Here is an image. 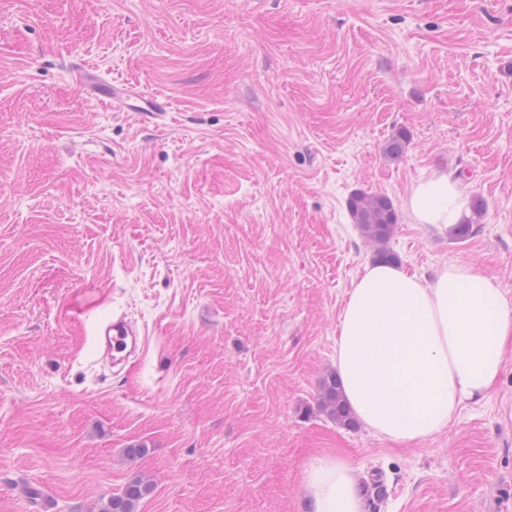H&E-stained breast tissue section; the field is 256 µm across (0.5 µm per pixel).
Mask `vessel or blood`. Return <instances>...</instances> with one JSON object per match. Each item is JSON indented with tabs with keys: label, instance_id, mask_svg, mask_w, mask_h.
Wrapping results in <instances>:
<instances>
[{
	"label": "vessel or blood",
	"instance_id": "vessel-or-blood-1",
	"mask_svg": "<svg viewBox=\"0 0 512 512\" xmlns=\"http://www.w3.org/2000/svg\"><path fill=\"white\" fill-rule=\"evenodd\" d=\"M74 72L85 89L114 108L146 112L155 117L164 116L167 112L165 101L129 83L106 81L95 69L82 64L75 65ZM97 336L103 356L111 358L117 364L135 356L141 345L138 331L121 318L106 323L98 322Z\"/></svg>",
	"mask_w": 512,
	"mask_h": 512
}]
</instances>
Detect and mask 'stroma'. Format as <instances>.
<instances>
[{"label": "stroma", "mask_w": 512, "mask_h": 512, "mask_svg": "<svg viewBox=\"0 0 512 512\" xmlns=\"http://www.w3.org/2000/svg\"><path fill=\"white\" fill-rule=\"evenodd\" d=\"M439 175L467 238L406 208ZM356 192L392 200L408 272L467 263L512 300V0H0V512H98L139 478L137 512H303L327 455L381 477L365 512H512V347L419 443L318 408L374 259ZM111 314L149 338L133 364L97 360ZM74 72L80 84L94 96L122 111L148 112L162 117L167 113L166 102L157 96L149 95L137 87L119 80L106 81L89 66L76 64Z\"/></svg>", "instance_id": "stroma-1"}]
</instances>
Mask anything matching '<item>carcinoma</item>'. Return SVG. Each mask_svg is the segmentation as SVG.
<instances>
[{"label":"carcinoma","mask_w":512,"mask_h":512,"mask_svg":"<svg viewBox=\"0 0 512 512\" xmlns=\"http://www.w3.org/2000/svg\"><path fill=\"white\" fill-rule=\"evenodd\" d=\"M348 207L361 236L377 246L375 258L393 261L395 257L384 248L397 223V215L390 198L385 195H368L358 192L348 200ZM319 406L338 426L345 429L355 427L351 410L347 406L336 375H328L322 383ZM150 492V485L142 480L129 483L121 493L110 497L100 512H135L139 501Z\"/></svg>","instance_id":"obj_1"}]
</instances>
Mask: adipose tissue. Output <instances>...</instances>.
Returning a JSON list of instances; mask_svg holds the SVG:
<instances>
[{"instance_id": "1", "label": "adipose tissue", "mask_w": 512, "mask_h": 512, "mask_svg": "<svg viewBox=\"0 0 512 512\" xmlns=\"http://www.w3.org/2000/svg\"><path fill=\"white\" fill-rule=\"evenodd\" d=\"M466 205L458 184L437 176L406 201L418 224L454 226ZM512 344V302L504 288L466 263H449L427 281L393 263L367 264L338 323L336 373L355 418L400 443L435 437L463 403L496 385ZM308 512H365L356 468L338 457L312 461Z\"/></svg>"}]
</instances>
